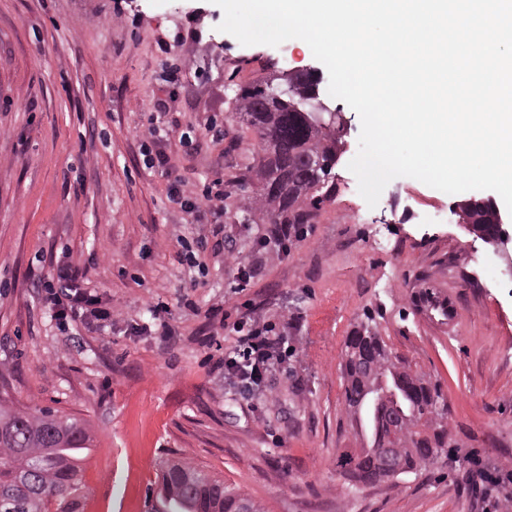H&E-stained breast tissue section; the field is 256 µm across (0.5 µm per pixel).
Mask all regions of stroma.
I'll list each match as a JSON object with an SVG mask.
<instances>
[{
  "instance_id": "stroma-1",
  "label": "stroma",
  "mask_w": 512,
  "mask_h": 512,
  "mask_svg": "<svg viewBox=\"0 0 512 512\" xmlns=\"http://www.w3.org/2000/svg\"><path fill=\"white\" fill-rule=\"evenodd\" d=\"M212 0H0V400L85 422L79 479L96 512H146L165 460L187 461L264 512H493L512 496V249L494 253L459 202L410 177L376 207L348 164L361 122L344 121L306 235L235 292L267 227L253 216L260 147L238 87L316 66L309 46L241 45ZM195 188L224 181V249L206 270L178 258L210 224L174 207L154 142ZM193 139L179 143L182 133ZM111 302V325L60 326L44 285L58 266ZM169 309L171 343L147 333ZM282 321L294 353L273 398L235 393L209 361L224 337L207 310ZM372 319L394 355L440 383L454 448L430 468L363 486L337 462L359 447L341 377L344 342ZM484 469L495 482L469 490Z\"/></svg>"
}]
</instances>
